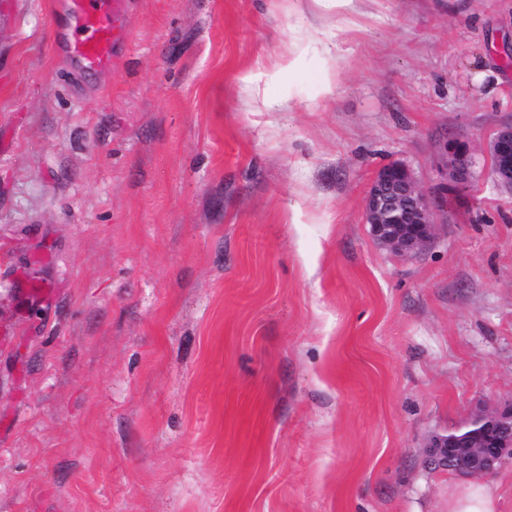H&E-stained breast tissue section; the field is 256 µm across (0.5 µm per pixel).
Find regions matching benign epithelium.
<instances>
[{"label": "benign epithelium", "mask_w": 512, "mask_h": 512, "mask_svg": "<svg viewBox=\"0 0 512 512\" xmlns=\"http://www.w3.org/2000/svg\"><path fill=\"white\" fill-rule=\"evenodd\" d=\"M448 172L444 194L467 192L473 178L468 146L446 145ZM490 176L494 185L512 195V121L500 125L490 142ZM364 223L380 246L399 256L421 253L435 239L432 202L411 170L400 162L381 167L364 203ZM428 464L473 477L491 475L501 460L512 457V401L486 406L428 444Z\"/></svg>", "instance_id": "obj_1"}]
</instances>
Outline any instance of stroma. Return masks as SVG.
Listing matches in <instances>:
<instances>
[{"label":"stroma","instance_id":"obj_1","mask_svg":"<svg viewBox=\"0 0 512 512\" xmlns=\"http://www.w3.org/2000/svg\"><path fill=\"white\" fill-rule=\"evenodd\" d=\"M51 3L0 0V512H448L429 440L512 399V0H132L84 85ZM490 154L494 185L512 195V121L497 128L490 142ZM448 172L443 183V191L449 197H457L465 194L470 187L473 178L471 171L472 162L469 157V149L465 143L447 142ZM364 223L373 240L399 256L421 253L437 233L432 202L400 162L376 172L364 203Z\"/></svg>","mask_w":512,"mask_h":512}]
</instances>
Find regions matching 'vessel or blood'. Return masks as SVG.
<instances>
[{
  "mask_svg": "<svg viewBox=\"0 0 512 512\" xmlns=\"http://www.w3.org/2000/svg\"><path fill=\"white\" fill-rule=\"evenodd\" d=\"M130 0H58L50 48L82 80L111 72L130 40Z\"/></svg>",
  "mask_w": 512,
  "mask_h": 512,
  "instance_id": "1",
  "label": "vessel or blood"
}]
</instances>
